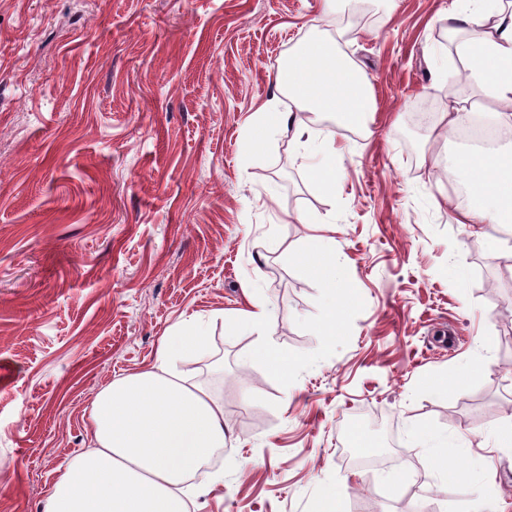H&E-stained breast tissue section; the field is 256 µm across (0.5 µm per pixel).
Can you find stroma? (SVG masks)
Wrapping results in <instances>:
<instances>
[{
    "instance_id": "stroma-1",
    "label": "stroma",
    "mask_w": 512,
    "mask_h": 512,
    "mask_svg": "<svg viewBox=\"0 0 512 512\" xmlns=\"http://www.w3.org/2000/svg\"><path fill=\"white\" fill-rule=\"evenodd\" d=\"M364 2L340 29L347 6L323 0H0V512H40L94 395L189 320L206 343L177 369L231 433L191 512H512V265L449 219L464 146L441 135L452 97L493 101L448 84L454 0ZM324 29L372 81L370 133L314 119L317 150L284 130L253 148L256 113L298 109L277 82L289 48ZM299 215L326 224L335 294ZM248 282L270 329L240 321ZM267 340L290 375L258 358ZM359 422L379 467L343 454ZM444 438L462 479L435 463ZM323 259L324 263L320 262ZM304 262L316 268L322 276L326 288H336V250L328 249L321 253L306 256Z\"/></svg>"
}]
</instances>
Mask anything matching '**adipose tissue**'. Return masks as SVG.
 Masks as SVG:
<instances>
[{
    "label": "adipose tissue",
    "mask_w": 512,
    "mask_h": 512,
    "mask_svg": "<svg viewBox=\"0 0 512 512\" xmlns=\"http://www.w3.org/2000/svg\"><path fill=\"white\" fill-rule=\"evenodd\" d=\"M466 32L457 49L471 60L470 81L482 84L498 124L512 125V12L489 13L470 0L449 16ZM290 98L338 126L366 125L376 109L370 79L350 64L326 31L298 42L278 73ZM467 192L450 211L457 224L512 226V151L457 156L448 168ZM193 327L165 336L154 365L114 380L91 402L87 451L68 461L42 512H189L187 480L206 468L229 437L224 404L177 365L204 346Z\"/></svg>",
    "instance_id": "1"
}]
</instances>
